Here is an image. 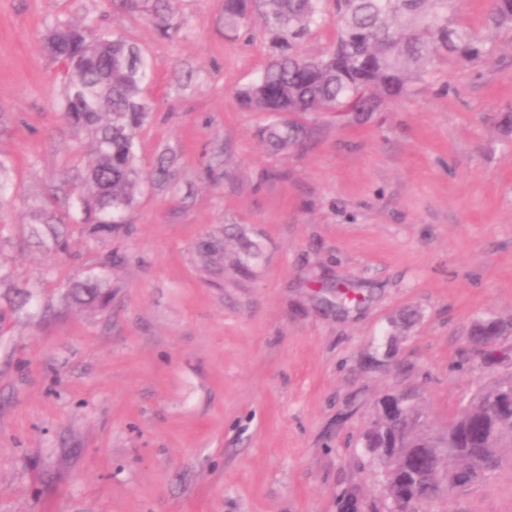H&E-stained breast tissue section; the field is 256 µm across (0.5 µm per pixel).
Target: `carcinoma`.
<instances>
[{
  "label": "carcinoma",
  "instance_id": "1",
  "mask_svg": "<svg viewBox=\"0 0 512 512\" xmlns=\"http://www.w3.org/2000/svg\"><path fill=\"white\" fill-rule=\"evenodd\" d=\"M132 12L153 11L161 27L173 17L172 0H122ZM257 4L270 61L241 92L243 102L266 114L260 138L284 150L310 134L307 118L334 112L358 118L403 95L447 56L461 65L487 57L485 32L512 28V0H490L481 32L460 16L458 0H224V26L236 30ZM332 10L334 37L321 54L302 45ZM51 55L66 76L62 112L67 123L90 131L95 162L75 187L82 220L92 235L130 222L141 169L136 141L152 104L143 96L150 67L136 43L94 23H60L47 35ZM108 283L87 279L69 290L72 302L102 308ZM512 445V383L480 390L448 423L427 422L406 392L383 397L362 436L368 458L384 464L388 502L411 512L440 496L464 475L478 482L499 466V449Z\"/></svg>",
  "mask_w": 512,
  "mask_h": 512
}]
</instances>
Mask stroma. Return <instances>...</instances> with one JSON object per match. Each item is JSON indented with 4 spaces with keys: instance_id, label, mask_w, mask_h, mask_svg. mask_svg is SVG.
I'll list each match as a JSON object with an SVG mask.
<instances>
[{
    "instance_id": "35a3bbf8",
    "label": "stroma",
    "mask_w": 512,
    "mask_h": 512,
    "mask_svg": "<svg viewBox=\"0 0 512 512\" xmlns=\"http://www.w3.org/2000/svg\"><path fill=\"white\" fill-rule=\"evenodd\" d=\"M174 5L166 33L112 0H0V512H383L358 445L378 401L415 392L444 424L512 382V33L275 153L237 99L269 59L259 16L231 32L224 0ZM59 21L126 35L154 72L137 204L107 236L66 195L94 153L61 112ZM53 194L57 252L29 236ZM88 276L108 307L68 301ZM501 456L429 512H512Z\"/></svg>"
}]
</instances>
